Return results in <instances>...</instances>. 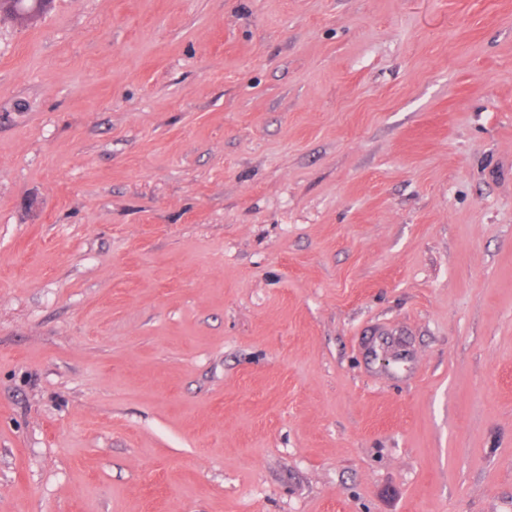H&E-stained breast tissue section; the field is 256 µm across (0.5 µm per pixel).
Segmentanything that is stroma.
<instances>
[{"label":"stroma","instance_id":"35a3bbf8","mask_svg":"<svg viewBox=\"0 0 512 512\" xmlns=\"http://www.w3.org/2000/svg\"><path fill=\"white\" fill-rule=\"evenodd\" d=\"M0 512H512V0L0 19Z\"/></svg>","mask_w":512,"mask_h":512}]
</instances>
